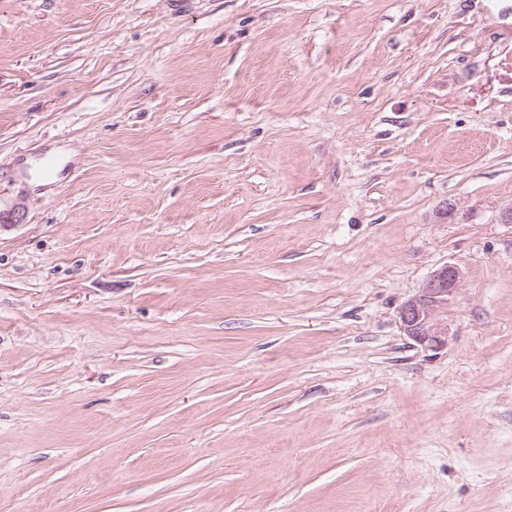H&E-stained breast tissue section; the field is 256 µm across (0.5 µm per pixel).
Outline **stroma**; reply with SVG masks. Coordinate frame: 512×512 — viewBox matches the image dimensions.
Masks as SVG:
<instances>
[{
  "instance_id": "obj_1",
  "label": "stroma",
  "mask_w": 512,
  "mask_h": 512,
  "mask_svg": "<svg viewBox=\"0 0 512 512\" xmlns=\"http://www.w3.org/2000/svg\"><path fill=\"white\" fill-rule=\"evenodd\" d=\"M20 204L0 512H512V0H0ZM461 279V269L446 264L431 274L418 296L399 308L401 328L417 345L427 350H438L447 345L448 326L438 318V311L458 290Z\"/></svg>"
}]
</instances>
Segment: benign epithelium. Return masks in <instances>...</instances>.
I'll return each mask as SVG.
<instances>
[{
  "mask_svg": "<svg viewBox=\"0 0 512 512\" xmlns=\"http://www.w3.org/2000/svg\"><path fill=\"white\" fill-rule=\"evenodd\" d=\"M461 279V269L446 264L431 274L418 296L399 308L401 328L417 345L427 350H438L447 345L448 326L438 318V311L458 290Z\"/></svg>",
  "mask_w": 512,
  "mask_h": 512,
  "instance_id": "benign-epithelium-1",
  "label": "benign epithelium"
}]
</instances>
